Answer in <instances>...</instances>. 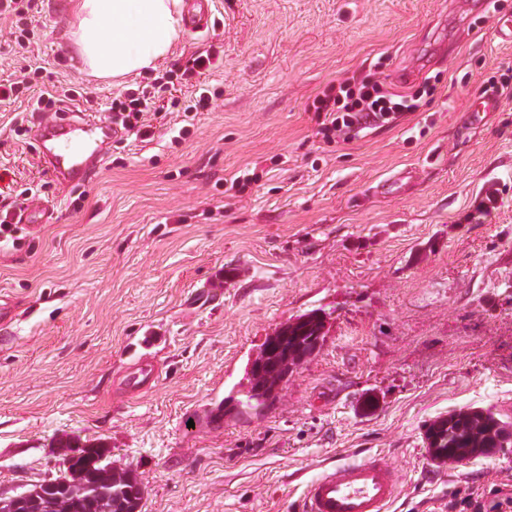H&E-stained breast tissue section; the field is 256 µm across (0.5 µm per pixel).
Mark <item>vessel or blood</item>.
Here are the masks:
<instances>
[{
	"label": "vessel or blood",
	"mask_w": 512,
	"mask_h": 512,
	"mask_svg": "<svg viewBox=\"0 0 512 512\" xmlns=\"http://www.w3.org/2000/svg\"><path fill=\"white\" fill-rule=\"evenodd\" d=\"M212 19L209 0H193L186 25L193 31L208 28ZM120 130L105 120L75 116L40 124L37 143L44 171L64 187L88 182L106 145L120 137ZM147 358L134 357L123 388L135 393L156 378ZM400 493L398 477L379 455L370 454L328 467L306 485L301 512H387Z\"/></svg>",
	"instance_id": "1"
}]
</instances>
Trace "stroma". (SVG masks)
Wrapping results in <instances>:
<instances>
[{"label": "stroma", "instance_id": "35a3bbf8", "mask_svg": "<svg viewBox=\"0 0 512 512\" xmlns=\"http://www.w3.org/2000/svg\"><path fill=\"white\" fill-rule=\"evenodd\" d=\"M66 5L39 0L22 23L64 109L104 118L160 84L177 105L145 114L149 140L112 141L78 188L41 167L44 113L18 132L19 105H0V193L22 206L32 187L56 211L0 244L18 313L0 333V497L59 476L75 438L141 481L138 512H293L306 481L359 452L396 471L391 512L512 485V447L439 463L425 440L459 409L512 424V45L492 35L512 0H214L208 29L116 81L77 71ZM382 74L436 90L350 143L318 135L319 91ZM202 87L209 109L184 119ZM484 96L497 109L471 121ZM318 308L320 350L270 406L244 407L266 336ZM132 346L159 376L129 398Z\"/></svg>", "mask_w": 512, "mask_h": 512}]
</instances>
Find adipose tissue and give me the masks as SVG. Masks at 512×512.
I'll use <instances>...</instances> for the list:
<instances>
[{
    "label": "adipose tissue",
    "instance_id": "obj_1",
    "mask_svg": "<svg viewBox=\"0 0 512 512\" xmlns=\"http://www.w3.org/2000/svg\"><path fill=\"white\" fill-rule=\"evenodd\" d=\"M82 71L117 79L156 69L177 43L182 0H72L68 21Z\"/></svg>",
    "mask_w": 512,
    "mask_h": 512
}]
</instances>
